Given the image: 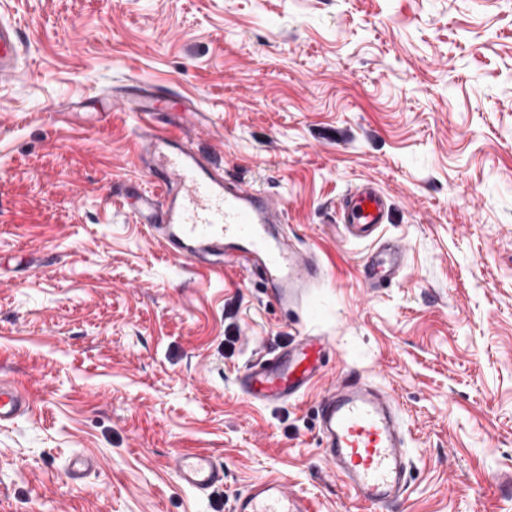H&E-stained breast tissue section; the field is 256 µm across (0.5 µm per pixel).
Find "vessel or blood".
I'll return each instance as SVG.
<instances>
[{"label": "vessel or blood", "instance_id": "b4317fda", "mask_svg": "<svg viewBox=\"0 0 512 512\" xmlns=\"http://www.w3.org/2000/svg\"><path fill=\"white\" fill-rule=\"evenodd\" d=\"M23 53L17 24L0 18V79L13 77ZM151 103L123 99L135 120L139 158L146 179L130 204L137 223L173 258L198 268H240L258 273L268 296L282 309L303 303L322 280V266L309 250L295 247L279 231L281 212L268 195L210 164L190 144L186 130L159 132L157 87ZM390 204L376 185L362 183L343 196L338 215L348 239L370 244L365 276L384 286L406 265L401 244L381 237ZM328 351L325 337L304 333L294 347L264 354L237 377L239 392L258 405H285L304 396L320 374ZM28 395L0 381V425L14 422L29 407ZM319 443L337 478L371 512H387L405 493V429L398 401L387 388L357 372L345 374L318 403ZM179 482L205 495L224 484V465L206 452L185 451L173 465ZM231 512H309L305 495L288 491L268 476L238 494Z\"/></svg>", "mask_w": 512, "mask_h": 512}]
</instances>
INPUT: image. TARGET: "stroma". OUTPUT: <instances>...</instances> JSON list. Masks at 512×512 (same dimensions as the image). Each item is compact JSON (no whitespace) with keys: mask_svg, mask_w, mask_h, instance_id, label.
<instances>
[{"mask_svg":"<svg viewBox=\"0 0 512 512\" xmlns=\"http://www.w3.org/2000/svg\"><path fill=\"white\" fill-rule=\"evenodd\" d=\"M30 53L0 82V512H229L274 475L312 512H365L318 446L349 371L394 391L408 490L391 512H512V0H0ZM190 102L162 123L284 205L324 278L315 319L258 279L172 259L113 186L143 176L125 87ZM111 112L109 122L99 113ZM370 182L406 249L388 288L337 206ZM312 330L315 388L252 405L236 378ZM206 451L199 495L171 463ZM96 468L73 482L74 455ZM28 395L18 387L0 381V425L14 422L17 416L30 406ZM173 469L184 487L200 495L224 485V463L210 453L182 452L176 457Z\"/></svg>","mask_w":512,"mask_h":512,"instance_id":"stroma-1","label":"stroma"}]
</instances>
